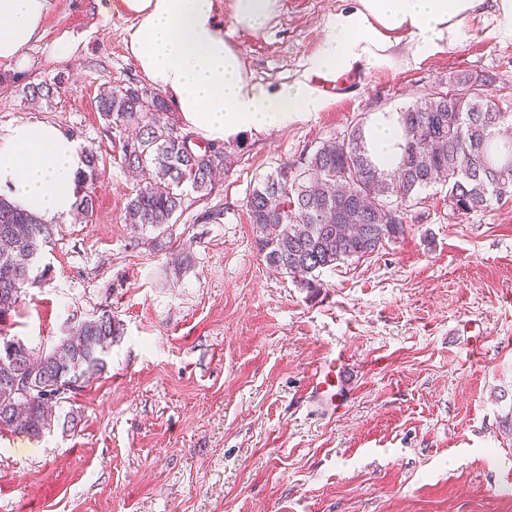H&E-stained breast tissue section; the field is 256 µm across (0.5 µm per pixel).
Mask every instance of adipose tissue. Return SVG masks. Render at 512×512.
I'll use <instances>...</instances> for the list:
<instances>
[{"label":"adipose tissue","instance_id":"adipose-tissue-1","mask_svg":"<svg viewBox=\"0 0 512 512\" xmlns=\"http://www.w3.org/2000/svg\"><path fill=\"white\" fill-rule=\"evenodd\" d=\"M276 0H231L228 19L261 33ZM46 0H0V61H22L41 34ZM492 12L501 35L512 37V0H349L337 12L318 53L315 71H343L359 60L383 64L398 37L417 51L455 48L466 22ZM132 17L128 47L142 74L174 103L183 125L210 141L268 127L287 128L325 103L306 80L271 88L253 81L240 52L224 38L215 0H118ZM366 140L380 160H393L401 140L395 117L379 115ZM86 168L78 141L47 122H23L0 138V197L44 223L66 221Z\"/></svg>","mask_w":512,"mask_h":512}]
</instances>
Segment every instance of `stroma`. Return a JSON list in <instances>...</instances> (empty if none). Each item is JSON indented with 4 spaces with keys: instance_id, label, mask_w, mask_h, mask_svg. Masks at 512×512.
<instances>
[{
    "instance_id": "35a3bbf8",
    "label": "stroma",
    "mask_w": 512,
    "mask_h": 512,
    "mask_svg": "<svg viewBox=\"0 0 512 512\" xmlns=\"http://www.w3.org/2000/svg\"><path fill=\"white\" fill-rule=\"evenodd\" d=\"M218 2L225 39L272 86L305 75L347 4L276 0L255 34ZM113 3L46 0L24 60L0 62V135L54 124L101 169L87 222L57 224L38 259L45 276L0 328L37 353L100 310L118 328L106 371L64 406L74 430L0 436V512H512V200L457 214L432 185L403 237L308 289L264 262L246 210L282 163L452 76L492 77L512 113V38L488 11L444 52L401 37L390 63L354 64L363 82L350 101L230 138L209 197L164 229L135 230L124 207L137 181L97 110L104 84L142 77ZM59 74L50 103L24 102V86ZM208 208L223 209L220 222L196 221ZM333 352L351 364L338 407L310 393Z\"/></svg>"
}]
</instances>
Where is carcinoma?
Instances as JSON below:
<instances>
[{
	"label": "carcinoma",
	"mask_w": 512,
	"mask_h": 512,
	"mask_svg": "<svg viewBox=\"0 0 512 512\" xmlns=\"http://www.w3.org/2000/svg\"><path fill=\"white\" fill-rule=\"evenodd\" d=\"M491 83L461 74L398 112L404 144L392 170L370 153L360 118L303 162L286 163L258 181L246 210L265 262L301 287L315 288L323 269L371 255L404 235L417 194L434 184L447 187L448 207L457 213L512 198V139L501 136L512 114L493 102ZM22 93L30 104L48 102L54 84L28 85ZM97 110L109 128L131 130L120 151L123 164L140 177L124 209L125 223L135 228L164 227L187 209L182 186L207 197L228 167L225 144H202L175 125L152 85L105 86ZM98 176V155L89 152L76 206L80 223L93 210L89 187ZM53 236L54 225L0 198V319L35 280L34 261ZM115 332L104 310L37 356L0 334V433L39 439L51 432L57 410L70 399L65 388L77 393L105 369Z\"/></svg>",
	"instance_id": "carcinoma-1"
}]
</instances>
